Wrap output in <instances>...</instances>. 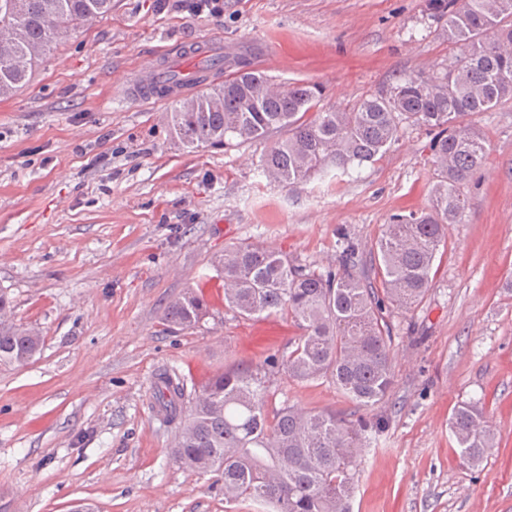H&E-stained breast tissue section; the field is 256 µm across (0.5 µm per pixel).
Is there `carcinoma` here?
Returning a JSON list of instances; mask_svg holds the SVG:
<instances>
[{"mask_svg": "<svg viewBox=\"0 0 512 512\" xmlns=\"http://www.w3.org/2000/svg\"><path fill=\"white\" fill-rule=\"evenodd\" d=\"M0 27L14 31L12 51L0 49V97L30 81L72 31L112 10V0H10ZM439 35L456 49L442 71L404 73L378 95L345 109L315 111L322 88L309 82L275 83L237 60L213 92L177 100L168 113L171 134L185 147L238 146L274 132L259 160L263 175L289 187L333 173L347 174L375 161L399 139L401 125L432 135L438 171L427 210L389 219L370 252L374 276L366 275L363 249L337 229L336 267L302 264L258 242L224 248L213 261L224 278V305L242 319L282 314L302 330L287 350L245 368L217 374L202 384L188 413L184 378L159 374L154 399L165 420L179 423L176 462L224 481L228 501H251L266 512H352L357 460L388 427L376 412L394 389L393 324L387 311H409L426 297L431 271L448 226L461 221L468 199L460 186L481 171L488 142L468 117L512 101V0H428ZM38 51L19 65L15 59ZM0 294V361L25 364L43 347L39 330L8 314ZM208 314L199 290L186 289L165 308L172 328L192 329ZM300 381L326 378L354 405L347 414L307 412L283 401L267 406L276 376ZM464 463L477 468L496 445L479 402L459 406L449 419Z\"/></svg>", "mask_w": 512, "mask_h": 512, "instance_id": "1", "label": "carcinoma"}]
</instances>
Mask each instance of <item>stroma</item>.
<instances>
[{"mask_svg":"<svg viewBox=\"0 0 512 512\" xmlns=\"http://www.w3.org/2000/svg\"><path fill=\"white\" fill-rule=\"evenodd\" d=\"M112 0L0 99V291L44 346L0 362V512H256L228 503L214 476L170 454L177 434L151 410L159 373L188 384L248 365L298 336L282 318L241 320L206 295L200 328L169 331L167 303L203 278L225 246L261 242L321 267L336 229L375 243L390 215L421 212L437 176L430 136L404 126L352 175L289 188L257 172L270 140L191 150L168 128L171 100L126 86L208 42L274 79L322 86L324 108L388 88L399 74L448 66L428 0ZM489 142L461 187L428 295L392 310L396 385L389 425L358 460L352 512H512V102L471 115ZM270 408L349 412L327 379L278 380ZM481 402L497 445L463 464L448 429Z\"/></svg>","mask_w":512,"mask_h":512,"instance_id":"obj_1","label":"stroma"}]
</instances>
